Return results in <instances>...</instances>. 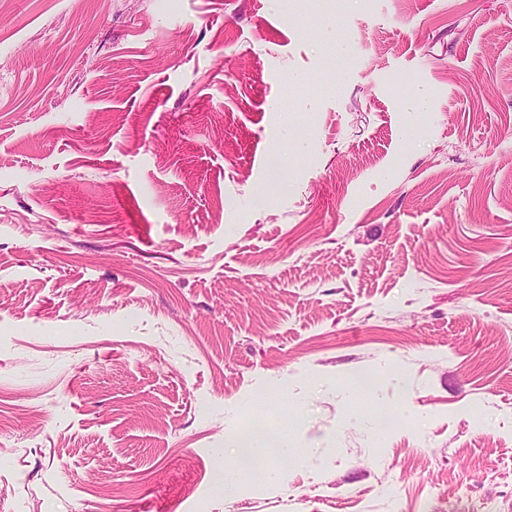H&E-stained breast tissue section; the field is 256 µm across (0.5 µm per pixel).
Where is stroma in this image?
<instances>
[{"label": "stroma", "instance_id": "1", "mask_svg": "<svg viewBox=\"0 0 512 512\" xmlns=\"http://www.w3.org/2000/svg\"><path fill=\"white\" fill-rule=\"evenodd\" d=\"M251 415L294 452L226 497ZM486 499L512 0H0V512Z\"/></svg>", "mask_w": 512, "mask_h": 512}]
</instances>
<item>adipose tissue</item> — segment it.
Listing matches in <instances>:
<instances>
[{
    "label": "adipose tissue",
    "instance_id": "1",
    "mask_svg": "<svg viewBox=\"0 0 512 512\" xmlns=\"http://www.w3.org/2000/svg\"><path fill=\"white\" fill-rule=\"evenodd\" d=\"M229 445L235 448L237 460L224 468V491L228 494L249 484L257 474L273 477V470L265 466L266 460L289 454L287 437L266 424L243 427L232 436Z\"/></svg>",
    "mask_w": 512,
    "mask_h": 512
}]
</instances>
